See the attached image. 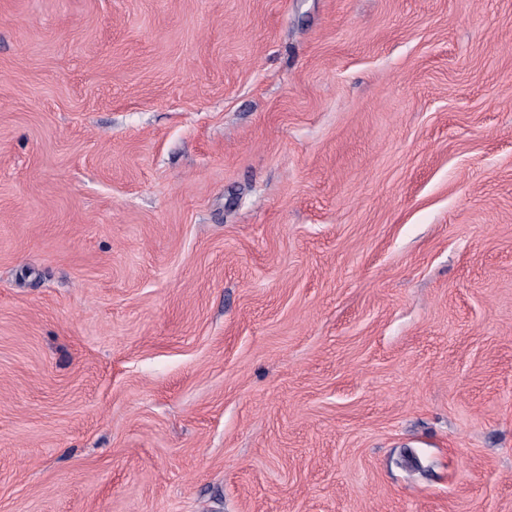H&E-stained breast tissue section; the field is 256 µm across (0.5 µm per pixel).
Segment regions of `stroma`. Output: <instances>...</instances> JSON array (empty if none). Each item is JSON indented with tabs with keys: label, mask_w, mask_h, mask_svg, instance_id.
<instances>
[{
	"label": "stroma",
	"mask_w": 512,
	"mask_h": 512,
	"mask_svg": "<svg viewBox=\"0 0 512 512\" xmlns=\"http://www.w3.org/2000/svg\"><path fill=\"white\" fill-rule=\"evenodd\" d=\"M0 512H512V0H0Z\"/></svg>",
	"instance_id": "obj_1"
}]
</instances>
